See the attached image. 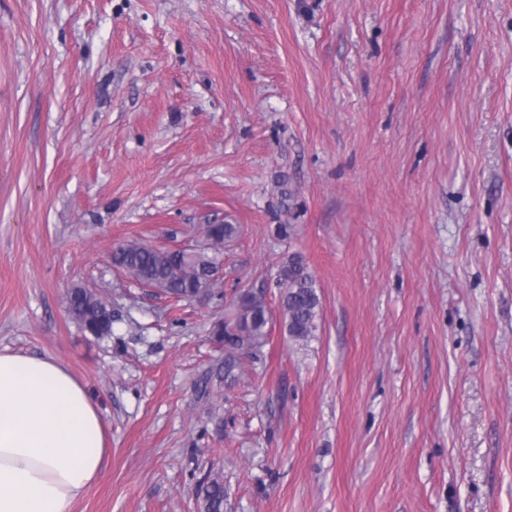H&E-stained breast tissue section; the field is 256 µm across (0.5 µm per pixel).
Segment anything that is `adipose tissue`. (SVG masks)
<instances>
[{"label": "adipose tissue", "mask_w": 512, "mask_h": 512, "mask_svg": "<svg viewBox=\"0 0 512 512\" xmlns=\"http://www.w3.org/2000/svg\"><path fill=\"white\" fill-rule=\"evenodd\" d=\"M108 451L98 409L66 366L0 351V512H72Z\"/></svg>", "instance_id": "ef3b65f1"}]
</instances>
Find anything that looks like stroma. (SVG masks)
Listing matches in <instances>:
<instances>
[{
  "instance_id": "35a3bbf8",
  "label": "stroma",
  "mask_w": 512,
  "mask_h": 512,
  "mask_svg": "<svg viewBox=\"0 0 512 512\" xmlns=\"http://www.w3.org/2000/svg\"><path fill=\"white\" fill-rule=\"evenodd\" d=\"M222 222L209 299L112 263ZM247 290L269 335L228 376L211 329ZM4 349L100 409L74 512H199L216 474L224 512H512V0H0ZM280 306L284 319V332L293 340H306L313 336L317 326L320 297L313 276L303 257L293 254L279 272ZM106 302L97 293L86 288H72L67 296V309L71 318L85 333L101 331L104 324Z\"/></svg>"
}]
</instances>
